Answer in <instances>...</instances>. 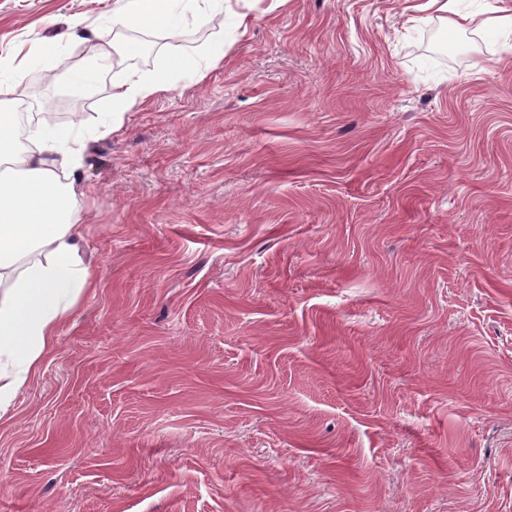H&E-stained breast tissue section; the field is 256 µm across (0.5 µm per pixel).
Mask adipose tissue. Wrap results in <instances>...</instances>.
<instances>
[{"label":"adipose tissue","mask_w":512,"mask_h":512,"mask_svg":"<svg viewBox=\"0 0 512 512\" xmlns=\"http://www.w3.org/2000/svg\"><path fill=\"white\" fill-rule=\"evenodd\" d=\"M259 0H113L106 29L85 31L72 18L71 35L88 45L85 67L68 74V82L91 93L112 82V110L107 131L120 129L129 112L175 87L174 77L203 78L223 64V45L188 53L172 50L155 71L129 81L112 78L113 55L121 47L109 32L137 28L178 37L232 10L239 28H248ZM21 100H0V417L17 393L37 374L54 349L58 329L94 281L78 256L80 187L74 174L82 143L41 128L30 132L31 146L18 142Z\"/></svg>","instance_id":"adipose-tissue-1"}]
</instances>
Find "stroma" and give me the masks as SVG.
Returning <instances> with one entry per match:
<instances>
[{"mask_svg": "<svg viewBox=\"0 0 512 512\" xmlns=\"http://www.w3.org/2000/svg\"><path fill=\"white\" fill-rule=\"evenodd\" d=\"M113 0H0L86 137L96 287L0 420V512H512V62L424 0H263L103 132L63 69ZM56 59L38 57L46 41Z\"/></svg>", "mask_w": 512, "mask_h": 512, "instance_id": "35a3bbf8", "label": "stroma"}]
</instances>
